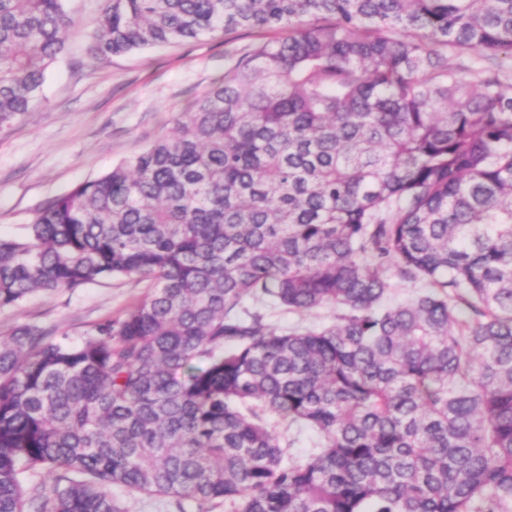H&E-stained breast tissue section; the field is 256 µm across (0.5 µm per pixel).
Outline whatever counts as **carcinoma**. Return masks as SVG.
Segmentation results:
<instances>
[{
	"mask_svg": "<svg viewBox=\"0 0 512 512\" xmlns=\"http://www.w3.org/2000/svg\"><path fill=\"white\" fill-rule=\"evenodd\" d=\"M100 2L97 58L276 37L0 236V311L147 284L77 343L0 338V512H512V84L458 62L512 59V0ZM68 33L63 0H0V127Z\"/></svg>",
	"mask_w": 512,
	"mask_h": 512,
	"instance_id": "1",
	"label": "carcinoma"
}]
</instances>
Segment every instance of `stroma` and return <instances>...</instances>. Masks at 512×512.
I'll return each instance as SVG.
<instances>
[{"instance_id":"obj_1","label":"stroma","mask_w":512,"mask_h":512,"mask_svg":"<svg viewBox=\"0 0 512 512\" xmlns=\"http://www.w3.org/2000/svg\"><path fill=\"white\" fill-rule=\"evenodd\" d=\"M66 50L48 70L37 104L0 128V235L15 236L45 203L138 154L224 75L227 45L268 40L264 31L203 36L110 58L92 57L85 31L98 0H65ZM144 284L103 278L72 291L37 292L0 311V338L33 323L79 341L95 323L122 315Z\"/></svg>"}]
</instances>
